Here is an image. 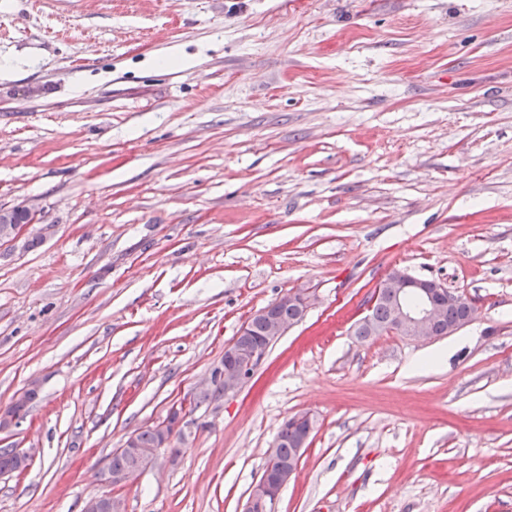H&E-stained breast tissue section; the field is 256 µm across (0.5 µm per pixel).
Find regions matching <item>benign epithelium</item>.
<instances>
[{"instance_id":"benign-epithelium-1","label":"benign epithelium","mask_w":512,"mask_h":512,"mask_svg":"<svg viewBox=\"0 0 512 512\" xmlns=\"http://www.w3.org/2000/svg\"><path fill=\"white\" fill-rule=\"evenodd\" d=\"M34 223L35 216L26 207L0 210V225H5V228H0V246L19 241ZM382 299L386 300L390 309L392 331L415 341L436 338L437 325L443 320L448 306L463 302V297L457 291L443 283L416 277L405 269L393 270L376 286L371 305H376ZM312 305L313 299L309 296L287 293L255 311L242 326L238 339L224 349V361L211 371L202 384V390L211 391L218 384L224 395L240 391L264 360L271 343L301 323ZM276 307L293 308L294 319L283 321L270 316ZM256 320L266 323L264 340L245 345L239 343V339L251 336V324ZM185 417L183 410L171 411L169 419L160 425L164 438L183 431ZM122 450L133 459L135 467L146 469L157 461L163 445L140 448L133 432L124 441ZM296 471L297 467L293 466L281 473L265 476L248 497L244 512H270L281 490ZM83 512H124V503L121 498L108 493L87 500Z\"/></svg>"}]
</instances>
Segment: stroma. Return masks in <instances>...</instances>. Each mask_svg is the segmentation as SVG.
Here are the masks:
<instances>
[{
    "label": "stroma",
    "mask_w": 512,
    "mask_h": 512,
    "mask_svg": "<svg viewBox=\"0 0 512 512\" xmlns=\"http://www.w3.org/2000/svg\"><path fill=\"white\" fill-rule=\"evenodd\" d=\"M0 512H82L283 294L315 300L185 418L126 512H512V0H0ZM479 319L354 334L393 269ZM36 219L32 211L26 207L11 210H0V246L19 241ZM1 224L7 226L2 230ZM308 423V429L306 434H302L298 437V444L294 448V441L298 434L306 428H294L293 430L288 429L278 432L277 436H280L282 443L279 444L273 454L269 455L264 463V472L271 471L272 473L288 468L281 473L274 475L265 476L253 489L252 493L248 497L244 512H268L271 510L273 504L277 500L283 487L290 481L291 477L296 473L298 465L293 466L301 457V451L306 447L307 441L311 434V418L308 414L303 417ZM297 448L298 454L297 455Z\"/></svg>",
    "instance_id": "35a3bbf8"
}]
</instances>
